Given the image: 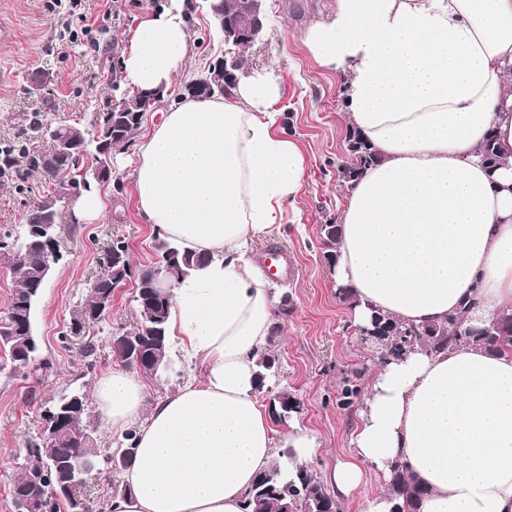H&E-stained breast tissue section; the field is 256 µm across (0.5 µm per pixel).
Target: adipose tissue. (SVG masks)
<instances>
[{
    "label": "adipose tissue",
    "mask_w": 512,
    "mask_h": 512,
    "mask_svg": "<svg viewBox=\"0 0 512 512\" xmlns=\"http://www.w3.org/2000/svg\"><path fill=\"white\" fill-rule=\"evenodd\" d=\"M190 0L143 16L122 67L149 92L191 55ZM344 82L348 127L379 161L346 186L338 284L354 324L385 313L402 325L464 310L468 326L512 314V0H334L300 36ZM281 77L252 69L227 97L185 100L142 135L133 200L149 224L209 261L173 290L171 341L201 374L147 400L116 366L96 381L103 426L134 431L128 490L105 512H244L256 474L279 449L317 452L301 424L275 434L255 362L268 349L275 299L249 256L303 186L305 157L275 128ZM493 136L506 161L489 170ZM355 454L330 476L359 512H403L392 493L363 494L365 469L404 465L426 486L418 512H512V351L421 349L382 360L365 394Z\"/></svg>",
    "instance_id": "1"
}]
</instances>
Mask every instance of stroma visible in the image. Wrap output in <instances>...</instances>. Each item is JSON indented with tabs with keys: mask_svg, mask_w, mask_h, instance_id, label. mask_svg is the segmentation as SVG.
<instances>
[{
	"mask_svg": "<svg viewBox=\"0 0 512 512\" xmlns=\"http://www.w3.org/2000/svg\"><path fill=\"white\" fill-rule=\"evenodd\" d=\"M55 0H0V26L11 29V43L0 44V145L16 144L38 155L48 140L26 133L31 120H65L93 131L100 112L132 94L122 69L126 37L147 10L167 0H82L90 27L66 23ZM209 0H193L186 21L193 51L163 95L144 115L141 132L150 130L162 112L187 97V85L203 75L227 47ZM330 0H265L262 39L244 50V66L272 67L283 77L277 106L279 126L300 147L306 170L301 191L287 205L284 221L272 235L254 240L253 250L268 244L285 248L295 262L293 277L272 282L280 301L274 316L278 374L271 392L288 390L297 401L294 421L311 430L319 448L308 467L319 480L353 451L351 439L372 372L375 347L359 335L347 302L336 293V280L320 240L322 224L335 220L345 204L340 165L348 158L350 131L343 119L345 100L339 76L321 68L305 51L297 34L314 17L327 13ZM110 19H103L104 11ZM132 135L113 150L111 176L95 189L106 200L101 218L75 220L65 204L63 258L41 290L35 329L40 349L22 371H0V512H13L11 488L31 457L43 415L71 390L92 394L96 379L115 360L111 338L133 324L137 280L128 277L112 295L102 322L84 338L70 334V321L90 291L99 257L113 239H124L133 269L153 263L156 228L136 210L132 168L139 143ZM54 186L37 172L21 167L18 176L0 178V229L21 231L31 209L50 196ZM93 342L97 353L85 357Z\"/></svg>",
	"mask_w": 512,
	"mask_h": 512,
	"instance_id": "1",
	"label": "stroma"
}]
</instances>
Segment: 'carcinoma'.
Returning <instances> with one entry per match:
<instances>
[{
	"mask_svg": "<svg viewBox=\"0 0 512 512\" xmlns=\"http://www.w3.org/2000/svg\"><path fill=\"white\" fill-rule=\"evenodd\" d=\"M160 97V92L152 91L145 95L139 93L126 99V106L120 112L107 110L99 114L98 129L93 141H88V133L67 122L55 125L72 147V154L67 160L54 158L55 150L27 157L26 152L11 145L3 146L0 151V178L10 177L17 172L20 164L25 162L30 169L40 172L54 182L56 190L44 199L27 216L23 234L15 235L9 231H0V242L13 245L14 262L11 265L15 288L7 307V325L0 327V344L7 348L6 359L14 371L25 369L38 349L37 336L34 332V309L41 289L49 277L43 250L36 243L31 232L37 217L45 214L49 203L62 199L72 190H92V182L74 177L66 178V173H78L83 169V160L89 145H94L93 159L96 167L104 168L112 157V149L124 146L133 133L140 127L144 112L151 106V101ZM349 152L351 161L341 166L344 180H351L366 167L377 161V154L371 145L360 135L350 136ZM482 158L493 170L499 164L498 150L492 136H487L482 146ZM321 241L326 249L330 266L336 265V245L339 237L338 224H323L320 227ZM161 259H172L175 266L173 282L188 277L199 268L205 257L182 249L171 240H162L157 245ZM100 271L93 280L96 287L71 319V323L84 328L101 318V313L94 303V295L102 290H114L131 275L128 258V246L122 239L112 241L99 259ZM154 266L142 269L137 277V288L133 301L136 304V325L128 331V338L142 343L148 350L147 359L137 365V369L155 378H167L166 367L171 365L169 355L168 319L172 296L160 301L152 300V281ZM492 326H507L505 334L492 331L483 335L481 330H473L466 325L463 313H451L441 323L402 326L389 321L378 314L373 317L371 332L377 338L381 353L397 355L411 348L419 347L425 351L441 352L456 350L461 347L478 345L490 352L512 349V315H501L490 322ZM277 355L273 348L261 354L256 362L258 392H263L268 380L276 372ZM86 412L73 414L65 425V436L54 446V453L59 457H68L74 453L88 457L98 456V451L91 441L85 439L87 434ZM390 489L405 496V502L411 510L427 494L425 488L414 482L404 469L392 467ZM327 505L326 512H336L338 505L335 498L324 485L303 465H293L284 451L259 474L253 484L246 503L248 512H318L319 506Z\"/></svg>",
	"mask_w": 512,
	"mask_h": 512,
	"instance_id": "obj_1",
	"label": "carcinoma"
}]
</instances>
